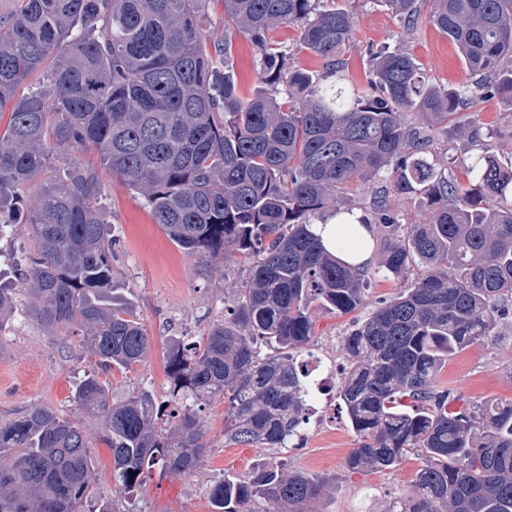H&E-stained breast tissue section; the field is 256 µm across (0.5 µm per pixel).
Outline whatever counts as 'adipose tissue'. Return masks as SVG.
Segmentation results:
<instances>
[{
  "instance_id": "ef3b65f1",
  "label": "adipose tissue",
  "mask_w": 512,
  "mask_h": 512,
  "mask_svg": "<svg viewBox=\"0 0 512 512\" xmlns=\"http://www.w3.org/2000/svg\"><path fill=\"white\" fill-rule=\"evenodd\" d=\"M360 212L346 218L328 216L312 224V232L324 248L343 262L358 266L367 263L373 253V239L369 229L360 224Z\"/></svg>"
}]
</instances>
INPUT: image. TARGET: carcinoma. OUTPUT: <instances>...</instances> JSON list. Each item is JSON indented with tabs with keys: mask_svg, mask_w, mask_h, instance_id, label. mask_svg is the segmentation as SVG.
<instances>
[{
	"mask_svg": "<svg viewBox=\"0 0 512 512\" xmlns=\"http://www.w3.org/2000/svg\"><path fill=\"white\" fill-rule=\"evenodd\" d=\"M0 15V248L31 301L30 320L95 358L71 392L99 421L123 484L154 469L186 473L206 452L194 406L222 397L224 435L286 448L307 388L300 353L318 305L349 314L365 303L367 266L327 252L312 220L352 186H372L362 223L376 226L387 280L410 284L375 302L344 339L340 386L357 447L352 473L382 472L413 453V493L385 512H512V401L464 406L440 389L448 360L512 320V163L468 110L512 101V0H383L413 31L421 5L475 81L439 86L400 49H365L366 89L343 83L353 16L339 0H224V43L200 32L210 0H11ZM299 31L295 51L322 62L293 68L268 37ZM249 39L264 87L244 93L229 69L233 36ZM418 121H408V114ZM452 125L481 153L460 182L428 157L432 130ZM95 148L144 199L155 223L191 254H239L249 271L224 320L197 340L171 338V429L135 388L112 399L101 374L150 351L138 314L112 296V245L96 201L98 175L74 164L31 201L50 160ZM418 194L423 224L406 228L393 198ZM15 289L0 285V331ZM272 348L262 353V346ZM95 458L79 424L38 406L0 424V512H84ZM329 480L279 459L210 489L212 512H308Z\"/></svg>",
	"mask_w": 512,
	"mask_h": 512,
	"instance_id": "obj_1",
	"label": "carcinoma"
}]
</instances>
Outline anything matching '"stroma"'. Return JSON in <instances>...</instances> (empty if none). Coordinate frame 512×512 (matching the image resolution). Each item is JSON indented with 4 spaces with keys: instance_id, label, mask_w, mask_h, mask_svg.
Masks as SVG:
<instances>
[{
    "instance_id": "obj_1",
    "label": "stroma",
    "mask_w": 512,
    "mask_h": 512,
    "mask_svg": "<svg viewBox=\"0 0 512 512\" xmlns=\"http://www.w3.org/2000/svg\"><path fill=\"white\" fill-rule=\"evenodd\" d=\"M354 18L355 46L348 53L346 80L364 88L368 45L400 47L414 55L426 78L433 83L460 86L471 73L447 37L420 21L408 36H401L399 18L381 0H342ZM476 121L495 134L501 159L512 157V107L493 98L474 109ZM475 143L456 136L450 128L435 131L431 156L439 168L462 177ZM101 207L109 231L116 238L112 271L141 316L152 338L147 358L130 372L110 373L107 380L114 397L136 387H148L159 404L169 399L166 368L168 339L200 337L224 318V307L248 279L238 258H227L223 273L201 272L200 259L177 247L161 225L155 224L142 197L118 176L102 173ZM26 292L17 295L16 310L8 329L0 332V423L42 405L82 422L95 453L96 491L113 500L120 512H211L209 487L224 475L248 477L272 456L271 449L230 442L224 435V401L209 402L204 420L208 451L202 466L190 474L154 473L128 491L115 479L112 456L101 441L97 420L84 416L70 402V392L94 366L89 355L63 343L27 318ZM368 307L352 315L317 307L312 311L316 336L308 350L322 361H342V341L354 318L366 317ZM439 382L469 403L489 399L512 401V328L501 326L499 335L475 342L453 356L441 371ZM334 421L320 427L315 421L302 426L303 445L284 449L291 467L335 479L336 487L311 503L312 512H385L393 498L410 491L420 467L418 456H408L397 467L370 473H350L345 458L356 445L339 405H332Z\"/></svg>"
}]
</instances>
